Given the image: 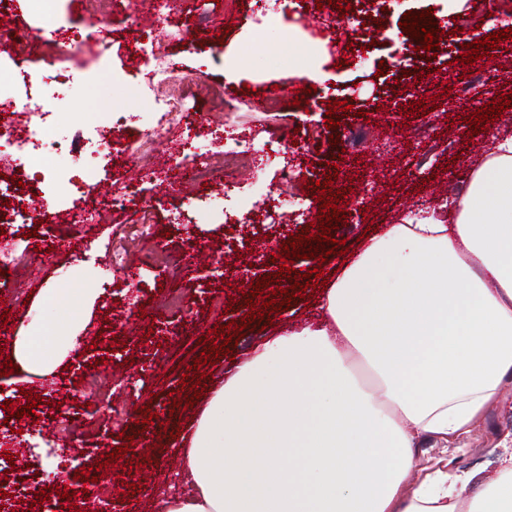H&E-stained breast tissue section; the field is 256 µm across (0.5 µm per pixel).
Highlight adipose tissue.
Here are the masks:
<instances>
[{"mask_svg": "<svg viewBox=\"0 0 512 512\" xmlns=\"http://www.w3.org/2000/svg\"><path fill=\"white\" fill-rule=\"evenodd\" d=\"M320 311L210 386L159 512H512L511 450L482 480L414 474L421 440L467 432L512 374V135L458 201L371 237ZM76 346L37 317L11 354L47 378Z\"/></svg>", "mask_w": 512, "mask_h": 512, "instance_id": "1", "label": "adipose tissue"}]
</instances>
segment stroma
I'll return each instance as SVG.
<instances>
[{
  "label": "stroma",
  "mask_w": 512,
  "mask_h": 512,
  "mask_svg": "<svg viewBox=\"0 0 512 512\" xmlns=\"http://www.w3.org/2000/svg\"><path fill=\"white\" fill-rule=\"evenodd\" d=\"M199 5L198 0H181L174 16L180 40L159 33L155 44L179 67L204 69L210 81L223 86L225 96L241 98L244 103L226 122L216 104L203 99L189 103V111L210 113L217 129L209 142V159L214 166H221L227 133L244 135L252 130L268 141L272 156L257 157L252 171L238 175L240 192L231 198L217 199L213 187L184 180L183 191L215 201L212 214L202 219L190 211L176 212L166 178L171 150L167 143L151 142L137 163L115 154L111 167L99 170L84 194H76L67 184L46 193L51 210L76 204L93 213L96 246L92 251H85L82 239L69 224L34 228L18 222L10 227L14 242L27 254L26 265L0 274V294L8 302L10 330L21 331L31 322L27 307L16 305V294H39L54 281L72 289L73 294L58 305L46 306L41 317L50 323L68 320L78 324L86 346L80 357L66 358L64 370L55 377L36 378L25 386L7 376L0 378L7 386L6 398L12 401L11 408L0 410V435L13 436L26 450L25 457L15 463L0 461V480L20 489V480L28 476L30 468L44 469L47 461L61 456L71 437H79L85 451L82 462L63 463L62 474L47 494L52 497L57 488L69 487L80 512H131L135 500L142 503L143 512H155L157 500L178 467L171 452V435L188 432V422L197 412L196 406L177 407L173 400L189 394V387L181 383L183 370L193 366L203 352L206 333L214 325L239 319L246 322L242 337L232 338L228 344L229 357L202 365V372L211 380L232 375L237 362L252 355L278 330L317 321L318 304L304 297L285 298L283 290L292 281L279 277V266L271 261L281 246L305 234L314 214L290 213L287 222L273 225L270 242L265 245L243 210L260 192L276 201L283 189V159H291L298 174L293 191L304 200L317 199L314 184L329 170L336 173L333 189L351 188L353 206L348 223L334 230L333 237L345 240L355 252L367 226L382 228L403 213L444 201L447 188L465 184L489 135L512 134V108L475 136L467 121L475 104L484 105L512 92V38L502 40L492 57L482 59L484 82H474L472 66L458 59L462 45L512 28V14L499 0H375L365 8L369 22L358 30L333 8L325 9L330 24L322 28L297 13H283L279 0H271L270 20L258 26L252 21L251 7L228 15L215 0H209L207 7L217 24L213 31L203 32L192 22ZM149 8L148 0H118L110 23L108 61L90 54L64 58V66L79 86L96 78L103 66H110L113 74L112 83L102 84L93 94L74 93L61 117L66 130L83 129L93 118L119 106L127 117L117 135L119 143L140 133L141 101L129 95L126 86L134 80L129 63L142 35L128 28L125 15ZM408 12L425 15L429 27L439 30L435 58L426 60L415 52L418 37L401 27ZM471 16L477 17V25L461 28V19ZM51 25L88 32L93 23L76 0H13L10 30L0 35V59L10 60L11 65L0 69V82L13 81L24 73L30 76L34 91L44 92L41 79L48 73L51 45L40 33ZM319 40L324 43L316 55L320 77L286 76L288 66L313 56L309 48ZM273 89L282 100L283 118L279 121L263 108ZM301 96L306 106H294V99ZM429 99L435 100V110L408 112L409 103ZM332 100L349 104L346 117L340 120L341 130L360 128L369 131V138L347 147L331 138L325 119ZM430 122L436 128L434 140L404 137V130ZM285 125L294 129L295 143L283 156L278 149ZM127 177L135 178L146 194L164 202L152 216L149 237L139 233L138 214L103 207L114 182ZM157 249L180 256L181 277L173 280L145 267L147 256ZM217 251L224 254L226 270L211 264ZM131 272L140 276V288L128 282ZM273 275L278 276L281 287L276 296L280 307L268 324L248 317L245 304L251 297L250 284ZM90 291L95 292L96 301L85 320L81 304ZM97 338L103 339V346H94ZM31 392L64 406L55 425H42L39 412L20 416ZM144 405L158 414L155 425L141 423ZM115 407L124 409L123 418L113 419ZM163 429L169 430V437L158 438ZM508 432H512V381L503 386L498 401L468 432L447 442L426 439L415 457L422 467L447 463L488 476L496 468L500 439ZM127 436L134 445L150 448V464L130 472L119 466L107 467L105 482L95 493H87L82 469L104 460ZM130 483L140 484V493L127 491Z\"/></svg>",
  "instance_id": "stroma-1"
}]
</instances>
